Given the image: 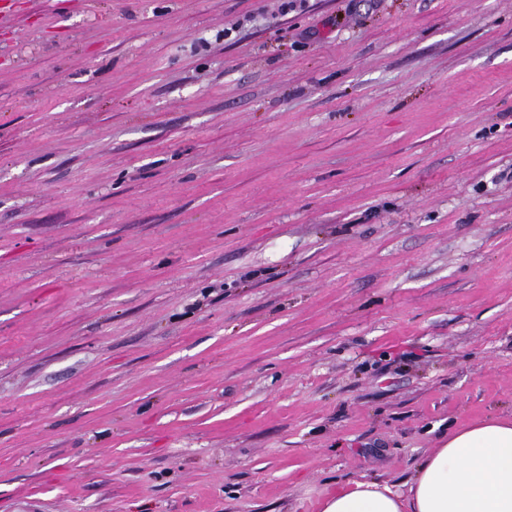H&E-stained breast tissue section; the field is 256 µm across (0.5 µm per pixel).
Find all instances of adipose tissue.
<instances>
[{
  "label": "adipose tissue",
  "mask_w": 512,
  "mask_h": 512,
  "mask_svg": "<svg viewBox=\"0 0 512 512\" xmlns=\"http://www.w3.org/2000/svg\"><path fill=\"white\" fill-rule=\"evenodd\" d=\"M321 512H512V418L449 433L417 466L406 493L353 480L329 492Z\"/></svg>",
  "instance_id": "1"
}]
</instances>
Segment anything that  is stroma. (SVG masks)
Listing matches in <instances>:
<instances>
[{
    "label": "stroma",
    "instance_id": "1",
    "mask_svg": "<svg viewBox=\"0 0 512 512\" xmlns=\"http://www.w3.org/2000/svg\"><path fill=\"white\" fill-rule=\"evenodd\" d=\"M0 0V512H320L512 416V0Z\"/></svg>",
    "mask_w": 512,
    "mask_h": 512
}]
</instances>
